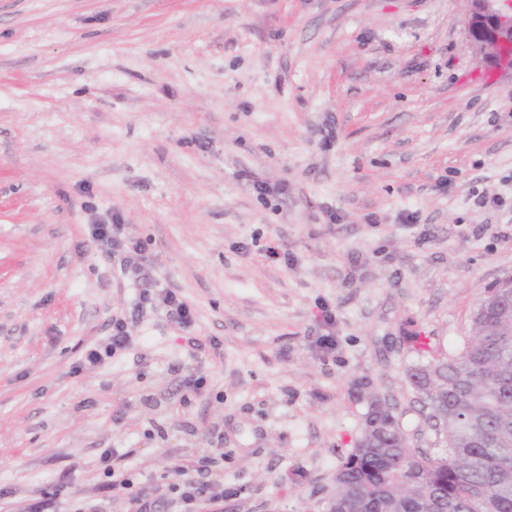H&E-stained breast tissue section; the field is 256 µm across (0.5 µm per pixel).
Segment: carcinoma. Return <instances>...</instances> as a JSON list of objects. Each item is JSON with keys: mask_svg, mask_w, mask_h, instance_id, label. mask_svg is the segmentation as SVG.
<instances>
[{"mask_svg": "<svg viewBox=\"0 0 512 512\" xmlns=\"http://www.w3.org/2000/svg\"><path fill=\"white\" fill-rule=\"evenodd\" d=\"M497 320L477 306L459 353L409 372L417 394L423 373L446 391L424 398L432 414L447 415L440 448L400 443L392 407L368 408L362 428L373 441L340 462L329 512H512V344H501Z\"/></svg>", "mask_w": 512, "mask_h": 512, "instance_id": "cac0c4a2", "label": "carcinoma"}]
</instances>
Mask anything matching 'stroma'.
Masks as SVG:
<instances>
[{"label":"stroma","instance_id":"obj_1","mask_svg":"<svg viewBox=\"0 0 512 512\" xmlns=\"http://www.w3.org/2000/svg\"><path fill=\"white\" fill-rule=\"evenodd\" d=\"M464 18V0H0V512H134L205 456L224 499L198 512H325L364 382L435 447L407 373L459 352L512 275V222L476 201L512 196V79L484 80ZM112 220L144 252H102L88 227ZM157 288L189 327L136 307ZM116 318L129 347L84 365ZM158 296L159 304L167 309V312L174 317L180 326L186 327L192 322L193 315L189 304L182 300L176 292L163 289Z\"/></svg>","mask_w":512,"mask_h":512}]
</instances>
